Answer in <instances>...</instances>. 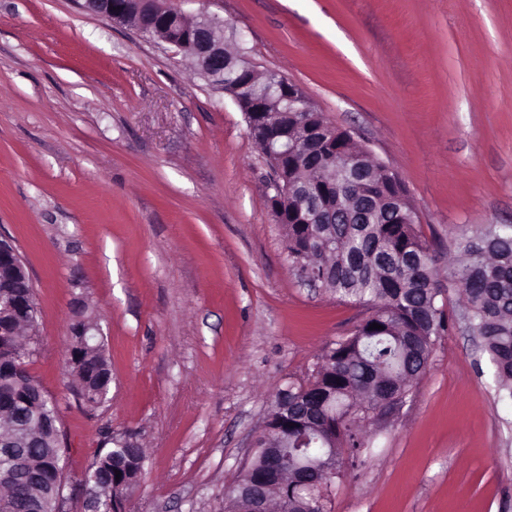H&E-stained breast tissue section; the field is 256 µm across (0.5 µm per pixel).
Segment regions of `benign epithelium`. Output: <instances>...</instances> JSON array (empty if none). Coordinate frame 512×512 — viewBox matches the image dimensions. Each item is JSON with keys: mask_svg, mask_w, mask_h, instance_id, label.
<instances>
[{"mask_svg": "<svg viewBox=\"0 0 512 512\" xmlns=\"http://www.w3.org/2000/svg\"><path fill=\"white\" fill-rule=\"evenodd\" d=\"M82 8L99 17L140 32L159 37L176 53L192 59L200 75L209 83L233 90L232 99L243 112L249 130L266 135V152L275 157L268 204L278 224H331L336 217V180H324L307 189V197L296 201V184L288 178L298 147H310L321 154L336 153V132L343 139L353 138L351 130L319 123L305 126L304 138L298 142L274 130L276 105L286 101V112H312L309 99L295 84L283 79L264 94L242 98L238 91L252 85L258 66L248 57L238 59L237 79L224 83V20L205 12L199 20L189 23L186 14L168 4V0H83ZM30 276L19 254L0 241V291L24 288ZM83 512H98V491L90 483H80Z\"/></svg>", "mask_w": 512, "mask_h": 512, "instance_id": "benign-epithelium-1", "label": "benign epithelium"}]
</instances>
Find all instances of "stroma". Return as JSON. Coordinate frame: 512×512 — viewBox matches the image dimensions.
<instances>
[{"instance_id": "obj_1", "label": "stroma", "mask_w": 512, "mask_h": 512, "mask_svg": "<svg viewBox=\"0 0 512 512\" xmlns=\"http://www.w3.org/2000/svg\"><path fill=\"white\" fill-rule=\"evenodd\" d=\"M177 2L398 174L438 271L449 326L328 512H512V409L449 273L460 237L512 224V0ZM269 176L243 112L164 42L76 0H0V241L34 287L64 512L109 434L147 454L125 512H222L278 391L367 316L298 279ZM78 302L112 368L93 411L71 389Z\"/></svg>"}]
</instances>
